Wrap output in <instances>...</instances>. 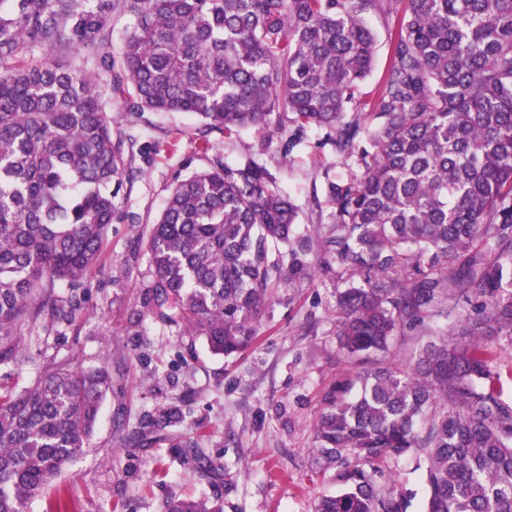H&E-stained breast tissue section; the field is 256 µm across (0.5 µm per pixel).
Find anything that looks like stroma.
<instances>
[{"mask_svg":"<svg viewBox=\"0 0 512 512\" xmlns=\"http://www.w3.org/2000/svg\"><path fill=\"white\" fill-rule=\"evenodd\" d=\"M124 141L132 177L123 206L107 230L99 260L81 289L83 311L72 323L39 324L26 331L28 360L0 364V387L28 386L51 363L103 368L112 378L97 430L86 451L45 488L29 512H50L65 494L71 512H165L174 496H220L224 512H314L318 496L339 491L336 472L323 469L313 449V428L323 391L352 367L336 353L333 283L278 291L259 325L256 347L235 357L209 352L178 328L143 317L142 297L154 279L145 243L176 177L210 166L214 156L239 158L243 145L264 142L259 157L280 190L300 207L302 229L331 223L323 171L333 160L319 132L285 152L287 133L250 128L233 138L212 131L211 152L197 148V121L181 112L132 118L126 104L103 94ZM321 206H314V199ZM178 405L182 424L162 429L160 406ZM136 446H126L129 435ZM195 442L222 464L223 479L199 472L191 450L172 436ZM406 512H423L426 468L404 456L384 466Z\"/></svg>","mask_w":512,"mask_h":512,"instance_id":"35a3bbf8","label":"stroma"}]
</instances>
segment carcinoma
Here are the masks:
<instances>
[{
  "label": "carcinoma",
  "mask_w": 512,
  "mask_h": 512,
  "mask_svg": "<svg viewBox=\"0 0 512 512\" xmlns=\"http://www.w3.org/2000/svg\"><path fill=\"white\" fill-rule=\"evenodd\" d=\"M134 18L120 60L108 22ZM371 15L391 54L368 103ZM82 61L63 65L56 52ZM128 111L181 112L226 136L278 117L324 132L334 222L298 227L259 150L177 181L148 242L143 303L230 356L286 285L336 281V345L355 367L313 430L343 489L315 512H403L377 475L427 461L424 512H512V400L487 341L512 350V0H0V363L24 327L69 324L129 173L99 86ZM457 294L474 303L448 308ZM428 340L405 361L395 337ZM109 382L60 363L0 391V512H26L89 443ZM169 404L155 421L182 422ZM201 473L224 466L194 450ZM166 512H224L172 497Z\"/></svg>",
  "instance_id": "cac0c4a2"
}]
</instances>
